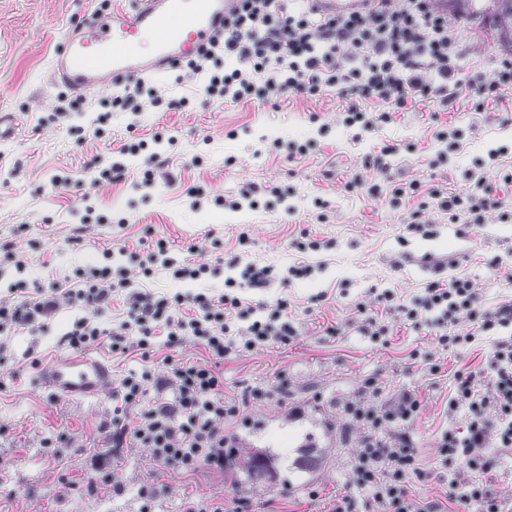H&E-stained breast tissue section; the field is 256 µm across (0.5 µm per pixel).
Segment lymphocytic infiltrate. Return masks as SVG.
I'll use <instances>...</instances> for the list:
<instances>
[{
	"mask_svg": "<svg viewBox=\"0 0 512 512\" xmlns=\"http://www.w3.org/2000/svg\"><path fill=\"white\" fill-rule=\"evenodd\" d=\"M465 25L457 12L436 6L435 0H364L361 9L335 16L321 12L314 0H235L224 17V28L207 50L188 67L205 71L216 53L230 62L224 73L211 74L205 93L232 103L263 100L292 93L316 98L336 91L342 100V122L371 131L392 120L394 113L434 99L453 102L466 90L471 111L512 94V54L486 60V68L469 83L459 79L458 61L465 51ZM512 184V173L501 171L496 181L478 174L466 193L432 190L430 197L449 223H483L488 211L512 218L496 193L497 184ZM130 263L117 268L90 267L79 275L76 287L28 291L25 283L0 296V352L5 336L32 328L53 317L62 305L96 313L110 309L116 289L128 288L137 274L150 275L161 267L176 279L194 280L206 274V264H178L168 257L165 243L147 259L130 254ZM417 327L427 325L439 345L452 348L479 336L495 337L487 372L456 375L452 407L462 410L459 426L440 440L443 461L458 465L448 482L446 502L425 500L412 490L421 477L417 443L410 427L423 402L411 391L387 399L377 379L363 383L362 399L347 403L344 414L362 426L361 446L349 470L350 486L370 491L378 512H512V501L497 497L474 473L493 466V451L512 450V302L485 305L471 279L434 280L411 303L397 302L391 291L374 296L368 305ZM254 308L231 293L160 295L151 291L130 294L121 320L114 326L80 319L65 333L64 342L75 352L96 344L112 351L138 350L149 358L157 330H165L168 346L191 338L207 351L202 362L170 359L163 374L144 368L125 375L112 389L113 417L103 422L113 447L133 441L148 448L158 463L183 471L201 464L218 468L233 465L236 437L225 434L224 421L240 415L239 403L224 397L221 364L227 352H250L275 342L288 345L297 330L288 319V301L280 298L267 308L265 318H253ZM469 327L460 330V318ZM137 422L127 427V414Z\"/></svg>",
	"mask_w": 512,
	"mask_h": 512,
	"instance_id": "1",
	"label": "lymphocytic infiltrate"
}]
</instances>
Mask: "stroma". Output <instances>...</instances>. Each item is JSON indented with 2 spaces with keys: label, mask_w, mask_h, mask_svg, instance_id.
I'll use <instances>...</instances> for the list:
<instances>
[{
  "label": "stroma",
  "mask_w": 512,
  "mask_h": 512,
  "mask_svg": "<svg viewBox=\"0 0 512 512\" xmlns=\"http://www.w3.org/2000/svg\"><path fill=\"white\" fill-rule=\"evenodd\" d=\"M98 7V0H0V114L18 121L0 141V292L21 280L46 288L65 284L79 268L123 265L127 252L148 254L161 239L178 260L196 247L193 256L209 266L201 278L175 280L157 270L134 279L132 289L219 295L233 282L251 304L287 298L294 342L234 351L222 366L226 398L278 381L284 393L276 401L249 402L245 423L228 422L224 430L292 458L310 447L321 461L284 485L252 481L236 466L184 473L136 444L113 447L101 429L112 416L111 393L70 400L35 379L52 358L67 355L61 338L76 320L112 323L122 302L114 300L100 316L65 305L45 330L10 336L0 354V512H141L144 488L153 494V512H184L191 500L228 508L236 494L251 499L252 512H329L349 490L350 461L362 437L342 408L359 398L369 377L385 396L409 390L422 400L412 431L428 477L413 489L445 499L452 467L438 444L462 416L449 407L455 376L485 369L493 339L448 350L428 328H410L376 307L373 315L388 328L382 341L364 332L355 304L373 288L407 301L430 281L462 275L478 284L487 304L512 301V280L504 277L512 267V222L498 212L467 226L435 211L424 235L405 225L430 189L465 192L469 172L488 166L490 150L504 148L498 166L512 170V96L484 112L469 111L462 95L445 110L426 102L359 133L341 123L335 92L230 103L206 96L203 77L180 67L146 80L172 109L114 108L115 86L73 108L71 92L52 76L51 60L66 27ZM497 51L487 19L469 20L460 79L469 80ZM435 111L463 129L464 138L433 169L429 162L442 148L433 136ZM137 142L141 150L120 154L123 144ZM293 145L300 153L290 154ZM387 146V169L370 166ZM154 152L164 165L147 186L145 160ZM94 158L105 166L122 161L121 179H99L89 166ZM356 173L365 189L347 190ZM411 181L417 191L397 208L366 191ZM251 184L259 188L255 206L230 208ZM192 186L203 189L199 202L187 194ZM234 254L240 266L227 267L225 257ZM249 262L274 267L268 287H241L240 267ZM300 265L311 266V274L283 283L287 268ZM331 325L338 334L328 333ZM434 364L439 373H431Z\"/></svg>",
  "instance_id": "1"
}]
</instances>
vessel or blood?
Masks as SVG:
<instances>
[{
	"label": "vessel or blood",
	"mask_w": 512,
	"mask_h": 512,
	"mask_svg": "<svg viewBox=\"0 0 512 512\" xmlns=\"http://www.w3.org/2000/svg\"><path fill=\"white\" fill-rule=\"evenodd\" d=\"M234 0H113L89 26L62 39L54 73L77 94L172 68L195 55L224 26ZM40 383L62 398L100 394L112 383L107 365L87 355L61 356L45 366Z\"/></svg>",
	"instance_id": "b4317fda"
}]
</instances>
